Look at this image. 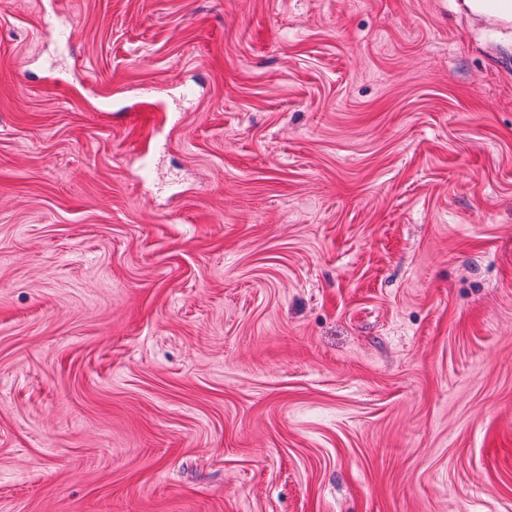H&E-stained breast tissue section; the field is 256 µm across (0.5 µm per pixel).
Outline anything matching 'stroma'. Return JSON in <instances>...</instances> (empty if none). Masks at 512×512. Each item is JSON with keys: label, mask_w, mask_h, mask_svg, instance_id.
I'll return each instance as SVG.
<instances>
[{"label": "stroma", "mask_w": 512, "mask_h": 512, "mask_svg": "<svg viewBox=\"0 0 512 512\" xmlns=\"http://www.w3.org/2000/svg\"><path fill=\"white\" fill-rule=\"evenodd\" d=\"M0 512H512V29L0 0Z\"/></svg>", "instance_id": "obj_1"}]
</instances>
